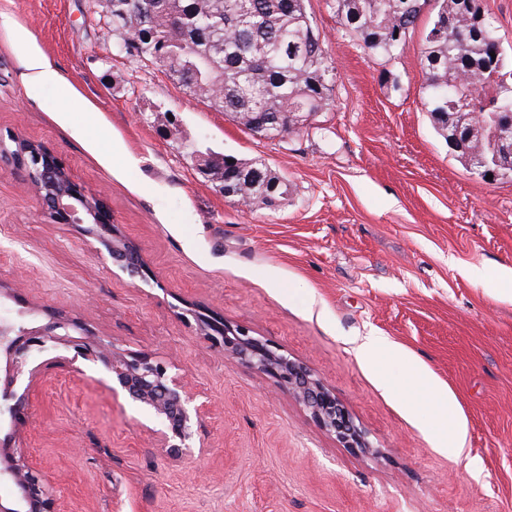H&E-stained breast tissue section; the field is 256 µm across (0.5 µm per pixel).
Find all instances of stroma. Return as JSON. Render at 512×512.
Wrapping results in <instances>:
<instances>
[{"mask_svg":"<svg viewBox=\"0 0 512 512\" xmlns=\"http://www.w3.org/2000/svg\"><path fill=\"white\" fill-rule=\"evenodd\" d=\"M90 3L0 0V140L61 156L149 278L50 222L0 161V312L75 318L174 363L208 412L190 455L173 460L146 411L96 372L30 353L27 368L46 372L24 446L69 512H512V298L499 294L512 181L482 180L435 131L420 33L385 61L326 0H307L336 68L333 101L299 134L261 140L158 67L113 57ZM32 52L57 84L31 90ZM206 149L264 163L287 179V201L225 198L199 169ZM190 308L303 363L378 456L344 447L274 378L211 348L182 319ZM364 336L383 341L369 363L355 351ZM415 364L453 401L459 447H437Z\"/></svg>","mask_w":512,"mask_h":512,"instance_id":"1","label":"stroma"}]
</instances>
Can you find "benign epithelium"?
<instances>
[{
  "label": "benign epithelium",
  "mask_w": 512,
  "mask_h": 512,
  "mask_svg": "<svg viewBox=\"0 0 512 512\" xmlns=\"http://www.w3.org/2000/svg\"><path fill=\"white\" fill-rule=\"evenodd\" d=\"M15 149L0 142V154L9 157L22 170L34 188L42 213L57 224H72L93 238L124 272L146 279L148 269L140 261L125 264L128 250L134 248L117 234L106 203L85 192L70 176L63 162L41 144L11 137ZM197 334L210 347L237 358L255 371L274 377L288 395L301 404L327 432L348 448L371 456L379 454L352 423L336 397L307 368L267 341L249 335L243 326L230 325L224 317L192 313ZM53 344L65 348L64 363L93 367L112 383L111 391L121 390L128 398L147 407L157 423L153 433L165 453L180 459L192 447L196 430L205 414V404H194L192 393L175 366L137 352H118L113 345L98 339L82 323L49 314L45 324L24 320L0 323V355H5L7 383L0 389V421L22 422L29 408L36 374L25 387L13 389L19 369L33 351ZM14 487L12 498H0V512H64L47 472L33 463L26 449L16 445V436L0 437V481Z\"/></svg>",
  "instance_id": "benign-epithelium-1"
}]
</instances>
